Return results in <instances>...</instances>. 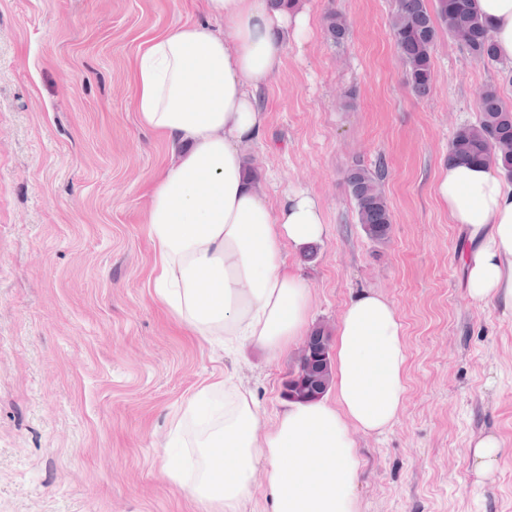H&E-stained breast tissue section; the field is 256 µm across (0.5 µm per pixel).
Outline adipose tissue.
<instances>
[{
	"label": "adipose tissue",
	"instance_id": "ef3b65f1",
	"mask_svg": "<svg viewBox=\"0 0 512 512\" xmlns=\"http://www.w3.org/2000/svg\"><path fill=\"white\" fill-rule=\"evenodd\" d=\"M500 58L512 60V0H476ZM204 22L148 41L135 63L138 119L170 146L148 189L153 295L199 340L275 355L310 333L311 292L283 259L327 234L318 199L288 192L270 209L249 146L266 113L258 94L279 72L302 10L267 0H201ZM465 232L469 296L512 305V184L492 165L449 162L436 187ZM405 326L383 294L362 292L336 326L335 401L292 402L265 428L251 393L218 376L171 422L191 452L169 476L204 512H239L263 476L271 512H359L353 431L380 433L406 395Z\"/></svg>",
	"mask_w": 512,
	"mask_h": 512
}]
</instances>
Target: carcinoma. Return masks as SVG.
Segmentation results:
<instances>
[{
  "label": "carcinoma",
  "mask_w": 512,
  "mask_h": 512,
  "mask_svg": "<svg viewBox=\"0 0 512 512\" xmlns=\"http://www.w3.org/2000/svg\"><path fill=\"white\" fill-rule=\"evenodd\" d=\"M390 29L405 68L407 83L418 97L432 87V59L440 31L462 42L471 56L483 63L499 61L488 21L475 9L474 0H395ZM329 41L343 42L349 33L344 16L330 10L325 16ZM476 123L460 127L448 145V160L488 163L512 179V104L496 87L484 88L478 101ZM345 183L355 202L357 221L365 235L375 241L388 238L392 211L383 189V172L362 165L349 168ZM315 360L300 354L297 373L310 371L314 381L329 389L333 364L313 370Z\"/></svg>",
  "instance_id": "obj_1"
}]
</instances>
